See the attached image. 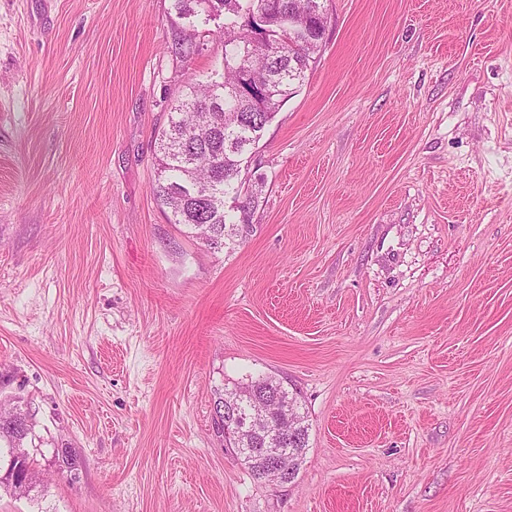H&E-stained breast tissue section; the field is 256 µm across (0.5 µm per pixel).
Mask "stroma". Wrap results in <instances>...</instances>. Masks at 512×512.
I'll return each mask as SVG.
<instances>
[{
  "instance_id": "1",
  "label": "stroma",
  "mask_w": 512,
  "mask_h": 512,
  "mask_svg": "<svg viewBox=\"0 0 512 512\" xmlns=\"http://www.w3.org/2000/svg\"><path fill=\"white\" fill-rule=\"evenodd\" d=\"M323 3L213 250L152 188L223 18L0 0V400L41 478L0 512H512V0ZM259 375L308 416L284 486L213 421Z\"/></svg>"
}]
</instances>
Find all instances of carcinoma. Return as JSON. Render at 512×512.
<instances>
[{"label":"carcinoma","instance_id":"obj_1","mask_svg":"<svg viewBox=\"0 0 512 512\" xmlns=\"http://www.w3.org/2000/svg\"><path fill=\"white\" fill-rule=\"evenodd\" d=\"M180 16L224 15V71L220 79L190 78L160 133L153 194L184 233L215 249L235 242L251 222L259 199L242 195L245 174L240 160L253 153L259 134L305 81L310 59L320 51L330 22L322 0H174ZM244 399L265 403L271 428L297 440L285 445L287 459L299 470L308 448L306 416L297 397L272 376L234 386ZM293 403L297 421L273 406L274 394ZM20 405L0 409V469L16 470V482L4 485L16 496L29 494L35 476L22 463L10 462L19 441L29 446ZM230 447H264L263 437L232 424Z\"/></svg>","mask_w":512,"mask_h":512}]
</instances>
